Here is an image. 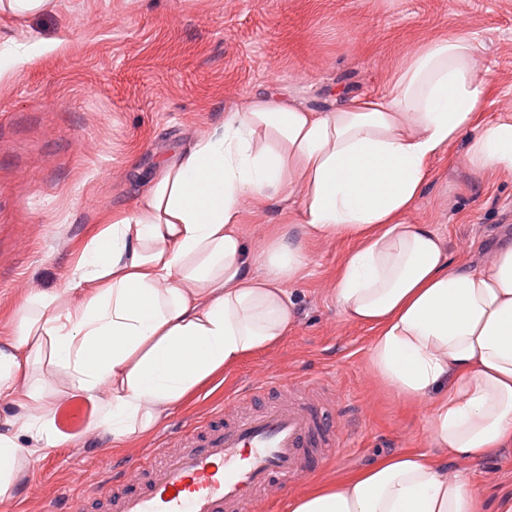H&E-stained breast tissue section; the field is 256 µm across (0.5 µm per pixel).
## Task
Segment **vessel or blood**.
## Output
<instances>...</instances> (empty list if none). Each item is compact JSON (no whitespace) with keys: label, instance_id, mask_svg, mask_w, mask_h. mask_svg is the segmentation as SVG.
<instances>
[{"label":"vessel or blood","instance_id":"1","mask_svg":"<svg viewBox=\"0 0 512 512\" xmlns=\"http://www.w3.org/2000/svg\"><path fill=\"white\" fill-rule=\"evenodd\" d=\"M162 463L128 461L95 495L110 512H244L270 487L287 490L310 468L308 450L332 448L336 434L315 401L285 400L224 422L210 416L181 431Z\"/></svg>","mask_w":512,"mask_h":512}]
</instances>
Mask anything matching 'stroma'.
I'll return each mask as SVG.
<instances>
[{
    "label": "stroma",
    "instance_id": "1",
    "mask_svg": "<svg viewBox=\"0 0 512 512\" xmlns=\"http://www.w3.org/2000/svg\"><path fill=\"white\" fill-rule=\"evenodd\" d=\"M475 33L478 60L497 94L489 115L512 109V0H58L50 13L0 19V50L33 42L44 52L0 77V337L13 335L31 289H61L102 218L131 209L149 175L194 131L256 93L291 96L327 110L381 94L411 50L452 26ZM453 146L407 216L449 240L453 260L483 262L512 239V179H489ZM248 237H301L287 205L246 213ZM352 243L308 240L307 275L290 285L294 330L275 348L172 409L132 447L106 433L61 425L63 447L34 460L0 512H47L83 493L106 468L154 456L159 439L246 381L295 377L329 401L337 435L314 471L248 512H283L286 496L311 482L369 465L395 450H429L425 416L379 388L368 371L374 333L342 320L331 288ZM487 507L512 491V450L464 465Z\"/></svg>",
    "mask_w": 512,
    "mask_h": 512
}]
</instances>
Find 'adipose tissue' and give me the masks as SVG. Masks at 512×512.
Returning a JSON list of instances; mask_svg holds the SVG:
<instances>
[{"mask_svg":"<svg viewBox=\"0 0 512 512\" xmlns=\"http://www.w3.org/2000/svg\"><path fill=\"white\" fill-rule=\"evenodd\" d=\"M493 84L473 33L419 44L381 95L318 112L253 94L168 155L132 209L83 248L64 291L25 301L0 340V498L65 444L62 400L79 396L114 446L277 346L298 322L288 287L309 265L281 234L249 246L245 210L291 202L306 236L354 240L332 293L341 318L375 335L370 374L423 409L432 452L394 451L284 504V512H484L457 460L512 447V243L478 266L406 216L432 159L512 177V114L488 119Z\"/></svg>","mask_w":512,"mask_h":512,"instance_id":"obj_1","label":"adipose tissue"}]
</instances>
